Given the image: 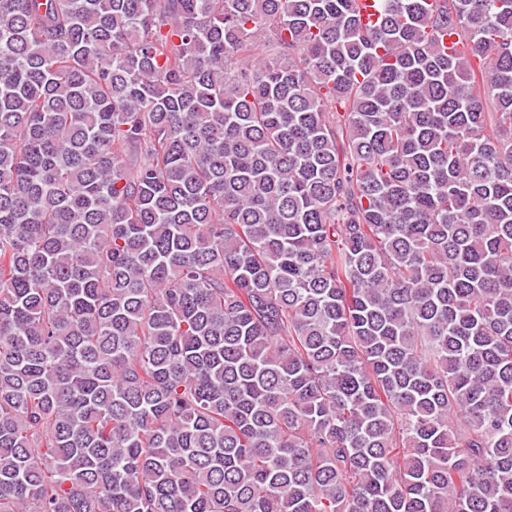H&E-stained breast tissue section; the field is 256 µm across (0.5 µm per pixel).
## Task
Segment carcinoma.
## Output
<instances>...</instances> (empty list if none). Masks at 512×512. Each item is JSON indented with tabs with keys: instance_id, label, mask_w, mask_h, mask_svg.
Wrapping results in <instances>:
<instances>
[{
	"instance_id": "carcinoma-1",
	"label": "carcinoma",
	"mask_w": 512,
	"mask_h": 512,
	"mask_svg": "<svg viewBox=\"0 0 512 512\" xmlns=\"http://www.w3.org/2000/svg\"><path fill=\"white\" fill-rule=\"evenodd\" d=\"M376 9L0 0V512H512V0Z\"/></svg>"
}]
</instances>
